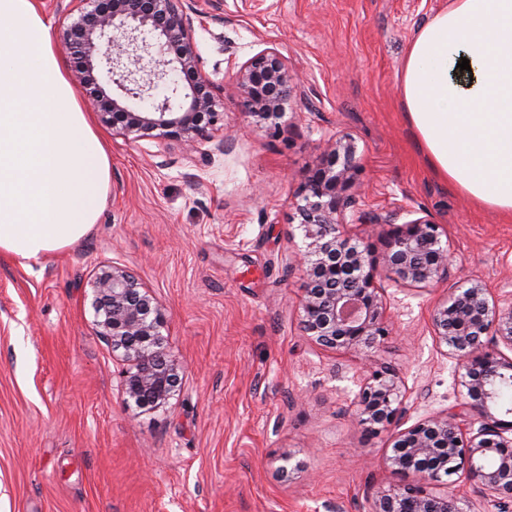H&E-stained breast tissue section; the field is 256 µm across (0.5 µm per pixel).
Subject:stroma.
<instances>
[{
  "label": "stroma",
  "instance_id": "obj_1",
  "mask_svg": "<svg viewBox=\"0 0 512 512\" xmlns=\"http://www.w3.org/2000/svg\"><path fill=\"white\" fill-rule=\"evenodd\" d=\"M447 5L197 0L200 67L216 86L274 49L301 87L274 126L225 98L223 123L192 151L99 127L111 185L93 231L36 262L0 255V512H368L375 491L404 483L385 462L389 434L353 418L364 355L301 331L295 205L327 141L347 134L363 170L344 234L377 243L419 217L439 225L446 279L380 280L392 334L376 360L402 380L404 425L459 403L432 313L464 278L512 302V222L436 176L404 115L407 48ZM112 263L155 293L183 367L155 408L122 394L93 325L90 281Z\"/></svg>",
  "mask_w": 512,
  "mask_h": 512
}]
</instances>
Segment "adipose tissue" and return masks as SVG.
<instances>
[{
	"instance_id": "obj_1",
	"label": "adipose tissue",
	"mask_w": 512,
	"mask_h": 512,
	"mask_svg": "<svg viewBox=\"0 0 512 512\" xmlns=\"http://www.w3.org/2000/svg\"><path fill=\"white\" fill-rule=\"evenodd\" d=\"M399 81L433 171L512 218V0H449L417 30ZM110 176L46 19L32 0H0V254L36 260L86 237Z\"/></svg>"
}]
</instances>
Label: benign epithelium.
Wrapping results in <instances>:
<instances>
[{"mask_svg": "<svg viewBox=\"0 0 512 512\" xmlns=\"http://www.w3.org/2000/svg\"><path fill=\"white\" fill-rule=\"evenodd\" d=\"M77 15L63 29L72 83L102 124L132 141L158 137L193 150L224 121V95L244 111L274 123L299 88V78L272 49L241 66L218 89L199 67L193 17L203 12L187 0H74ZM172 81L170 94L154 91ZM151 100L137 107L131 100ZM362 170L355 142H328L307 172L296 216L309 239L302 273L307 281L300 324L312 342L335 351L361 352L369 374L357 394L358 424L389 432L403 418L402 381L388 367L373 366L370 352L392 333L386 319L382 275L405 283L437 282L448 275V247L439 226L418 218L391 233L384 248L344 236L350 191ZM94 325L121 352L123 393L139 407L165 404L181 384V366L164 343L166 317L153 292L127 267L98 268L91 282ZM439 344L449 347L464 373V399L444 413L421 419L393 436L392 470L410 481L378 491L369 512H471L450 490L461 474L501 512L512 506V407L502 408L497 385L512 380V303L489 302L486 290L466 281L433 311ZM480 419L471 431V414Z\"/></svg>", "mask_w": 512, "mask_h": 512, "instance_id": "obj_1", "label": "benign epithelium"}]
</instances>
